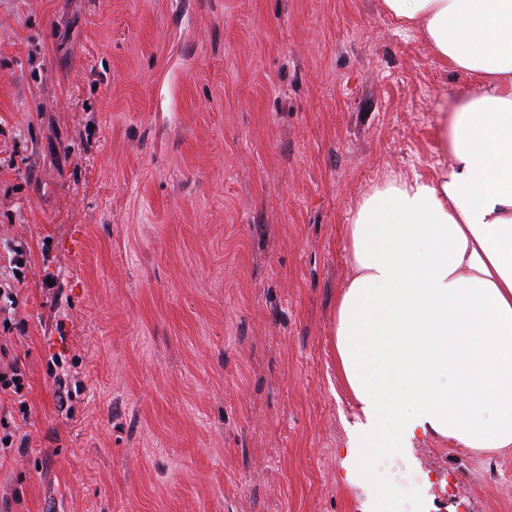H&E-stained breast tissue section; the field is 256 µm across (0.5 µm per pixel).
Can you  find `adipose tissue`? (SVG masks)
<instances>
[{
  "instance_id": "adipose-tissue-1",
  "label": "adipose tissue",
  "mask_w": 512,
  "mask_h": 512,
  "mask_svg": "<svg viewBox=\"0 0 512 512\" xmlns=\"http://www.w3.org/2000/svg\"><path fill=\"white\" fill-rule=\"evenodd\" d=\"M384 3L475 83L444 119L448 169L375 187L349 226L335 338L357 486L391 442L512 447V0Z\"/></svg>"
}]
</instances>
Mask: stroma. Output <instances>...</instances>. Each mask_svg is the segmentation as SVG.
I'll list each match as a JSON object with an SVG mask.
<instances>
[{
    "label": "stroma",
    "mask_w": 512,
    "mask_h": 512,
    "mask_svg": "<svg viewBox=\"0 0 512 512\" xmlns=\"http://www.w3.org/2000/svg\"><path fill=\"white\" fill-rule=\"evenodd\" d=\"M471 75L384 0H0L16 512H361L336 369L347 226L435 178ZM60 356L62 367L50 364ZM65 385L66 405L54 390ZM397 512H512V448L421 436ZM13 253L14 255L9 261L10 270L8 273H6V270H3L2 273V267L0 266V311L3 312L10 309L14 310L18 301L17 288H12L10 282L18 279L16 273H18V264L21 260L17 259L18 252L14 248Z\"/></svg>",
    "instance_id": "35a3bbf8"
}]
</instances>
